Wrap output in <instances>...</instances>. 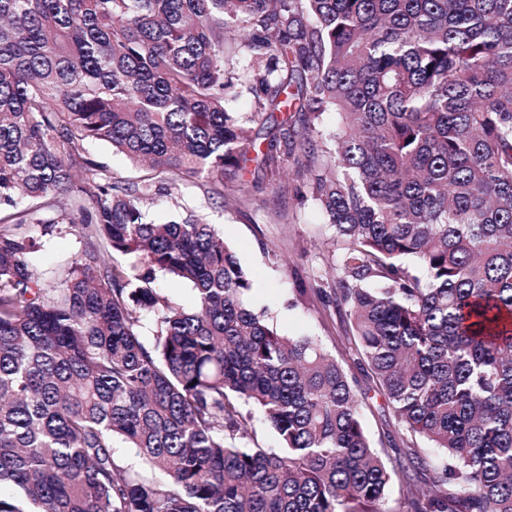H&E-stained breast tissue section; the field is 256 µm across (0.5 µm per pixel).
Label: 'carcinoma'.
<instances>
[{"label":"carcinoma","instance_id":"carcinoma-1","mask_svg":"<svg viewBox=\"0 0 512 512\" xmlns=\"http://www.w3.org/2000/svg\"><path fill=\"white\" fill-rule=\"evenodd\" d=\"M240 47L251 120L301 118L257 168L280 183L306 158L396 468L336 356L251 309L221 230L144 209L154 184L246 169L255 140L224 108ZM91 142L146 178L101 180ZM58 196L87 246L45 283L26 254ZM244 405L279 447L244 444ZM395 492L406 512H512V0H0V512H385ZM158 288H162L164 295L172 302L184 307H190L193 302V291L188 284H178L172 286L166 279H159ZM366 422L376 448L388 451L392 465L395 454L391 448L402 447L400 438L393 432L392 413L382 393L376 388L362 393Z\"/></svg>","mask_w":512,"mask_h":512}]
</instances>
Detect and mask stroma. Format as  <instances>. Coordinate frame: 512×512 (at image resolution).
Instances as JSON below:
<instances>
[{
	"instance_id": "stroma-1",
	"label": "stroma",
	"mask_w": 512,
	"mask_h": 512,
	"mask_svg": "<svg viewBox=\"0 0 512 512\" xmlns=\"http://www.w3.org/2000/svg\"><path fill=\"white\" fill-rule=\"evenodd\" d=\"M251 56V50L244 47L224 63L233 78L232 86L224 93L229 111L253 109L245 72ZM88 154L100 166L102 178L122 182L141 179V170L113 153L109 145L89 144ZM298 168L297 161H286V185L282 188L259 180L250 169L239 175L228 171L220 188L196 179L169 192L151 190L145 205L161 221L193 212L219 225L225 242L253 281L250 306L267 311L281 335L318 337L330 352L344 360L346 370L353 374L357 368L349 356L355 345L348 323L325 296L341 275L339 251L331 240L329 226L323 222L318 202L296 191ZM242 195L247 197V204L233 206V199ZM60 213L59 200H43L37 213L39 222L32 229L37 248L27 259L36 273L47 279L54 278L84 246L77 228L58 223ZM50 220L56 226L52 233L43 234L41 224ZM363 406L376 448L388 451L400 445L382 393L376 389L367 391Z\"/></svg>"
}]
</instances>
